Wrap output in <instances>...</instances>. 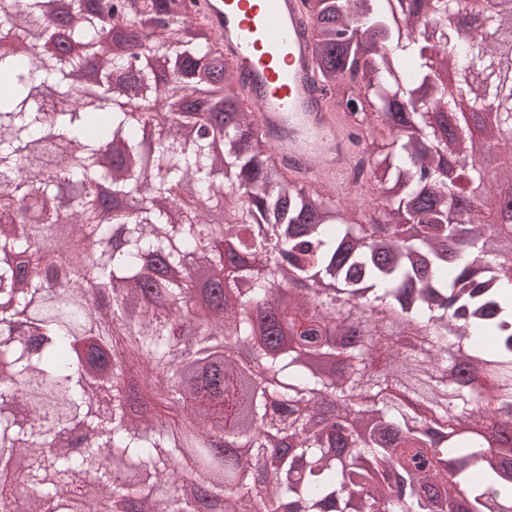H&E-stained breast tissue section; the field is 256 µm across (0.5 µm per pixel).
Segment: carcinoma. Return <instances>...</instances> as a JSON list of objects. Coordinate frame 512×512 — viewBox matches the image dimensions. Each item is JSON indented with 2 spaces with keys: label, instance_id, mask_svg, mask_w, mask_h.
Masks as SVG:
<instances>
[{
  "label": "carcinoma",
  "instance_id": "carcinoma-1",
  "mask_svg": "<svg viewBox=\"0 0 512 512\" xmlns=\"http://www.w3.org/2000/svg\"><path fill=\"white\" fill-rule=\"evenodd\" d=\"M312 21L309 50L329 111L360 119L354 137L369 154L362 187L390 200L376 218L345 198L288 177L253 143L255 104L224 55L201 67L205 50L186 29L146 31L119 15L129 38L180 59L175 82L196 90L222 81L231 96L192 146L176 147L179 112H158L167 86L124 56H102L121 76L112 108L93 102L46 111L33 87L59 85L82 58L62 52L34 66L30 28L52 37L38 0L0 6V33L23 54L0 55V197L34 201L41 223L0 200V465L30 462L22 476L33 494L27 512H110L151 499L152 512H512V447L483 430L512 414V265L488 246L476 213L465 240L448 214L475 197L491 208L497 187L478 165L470 114L491 113L496 137L512 154V73L502 49L496 3L465 28V0H301ZM430 26L418 29L413 17ZM101 15L73 0L71 41L97 53ZM370 33L372 54L356 52L355 28ZM455 51L456 94L435 87L421 111L413 93L433 81V52ZM467 102L460 112L458 102ZM155 133L151 163H133ZM111 139L125 158L112 166V193L132 194L140 211L115 224L87 186V167ZM461 156L453 187L438 152ZM77 200L73 230L95 256L94 275L112 290L95 312L83 288L86 258L53 237L50 200ZM232 203V221H204L214 204ZM485 254L478 274L470 257ZM199 259L229 265L232 298L198 311L191 275L145 293L141 271ZM302 284L288 309L289 335L254 316L285 275ZM132 361L152 381L157 409L127 383ZM371 432L353 434L356 416ZM193 458L202 501L173 490L174 458ZM96 498L83 495L89 476ZM240 483L258 490L233 495ZM19 486L0 480V512H16Z\"/></svg>",
  "mask_w": 512,
  "mask_h": 512
}]
</instances>
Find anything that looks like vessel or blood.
Returning a JSON list of instances; mask_svg holds the SVG:
<instances>
[{"label":"vessel or blood","mask_w":512,"mask_h":512,"mask_svg":"<svg viewBox=\"0 0 512 512\" xmlns=\"http://www.w3.org/2000/svg\"><path fill=\"white\" fill-rule=\"evenodd\" d=\"M196 11L257 90L258 129L270 137L275 159L316 188L341 184L355 146L342 113L328 111L313 84L300 0H197Z\"/></svg>","instance_id":"1"}]
</instances>
